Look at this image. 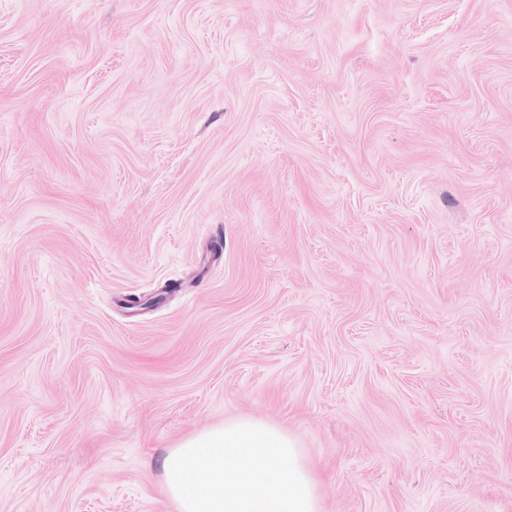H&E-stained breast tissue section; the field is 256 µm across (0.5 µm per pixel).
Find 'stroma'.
<instances>
[{
  "instance_id": "obj_1",
  "label": "stroma",
  "mask_w": 512,
  "mask_h": 512,
  "mask_svg": "<svg viewBox=\"0 0 512 512\" xmlns=\"http://www.w3.org/2000/svg\"><path fill=\"white\" fill-rule=\"evenodd\" d=\"M238 418L512 512V0H0V512H177Z\"/></svg>"
}]
</instances>
